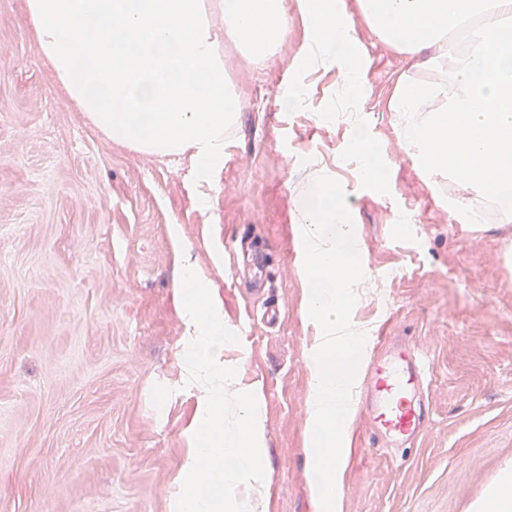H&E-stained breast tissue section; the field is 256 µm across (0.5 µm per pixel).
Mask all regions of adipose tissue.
<instances>
[{"instance_id":"adipose-tissue-1","label":"adipose tissue","mask_w":512,"mask_h":512,"mask_svg":"<svg viewBox=\"0 0 512 512\" xmlns=\"http://www.w3.org/2000/svg\"><path fill=\"white\" fill-rule=\"evenodd\" d=\"M26 0L27 22L58 82L90 124L137 153L189 161L198 184L218 180L224 129L240 101L224 44L252 62L281 42L289 15L307 38L284 83L281 110L304 107L300 72L336 70L355 97L371 59L360 31L409 56L444 63L434 85L402 83L392 109L408 156L500 198L512 222V0ZM351 152L363 181L390 161L366 126Z\"/></svg>"}]
</instances>
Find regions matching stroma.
Listing matches in <instances>:
<instances>
[{
  "mask_svg": "<svg viewBox=\"0 0 512 512\" xmlns=\"http://www.w3.org/2000/svg\"><path fill=\"white\" fill-rule=\"evenodd\" d=\"M305 38L289 19L276 50L251 65L225 43L241 110L208 190L211 221L185 169L88 125L27 26L26 0H0V512H172L196 406L172 285L184 260L210 272L225 324L238 329L264 302L235 276L238 247L251 239L267 248L284 315L240 331L224 359L262 394L265 490L277 512H313L315 326L294 224L313 166L341 182L351 206L366 273L352 321L412 338L432 366L429 431L403 466L381 451L348 460L336 512H477L512 474V223H501L499 198L415 167L390 100L398 81L440 73L372 38L358 99L343 95L336 70H307L304 107L282 111V78ZM357 122L390 159L389 184L361 182L347 151ZM449 197L483 223L451 215Z\"/></svg>",
  "mask_w": 512,
  "mask_h": 512,
  "instance_id": "35a3bbf8",
  "label": "stroma"
}]
</instances>
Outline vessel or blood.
<instances>
[{
  "mask_svg": "<svg viewBox=\"0 0 512 512\" xmlns=\"http://www.w3.org/2000/svg\"><path fill=\"white\" fill-rule=\"evenodd\" d=\"M429 374L427 355L407 339L377 341L357 392L372 440L400 448L424 435L430 425Z\"/></svg>",
  "mask_w": 512,
  "mask_h": 512,
  "instance_id": "1",
  "label": "vessel or blood"
}]
</instances>
